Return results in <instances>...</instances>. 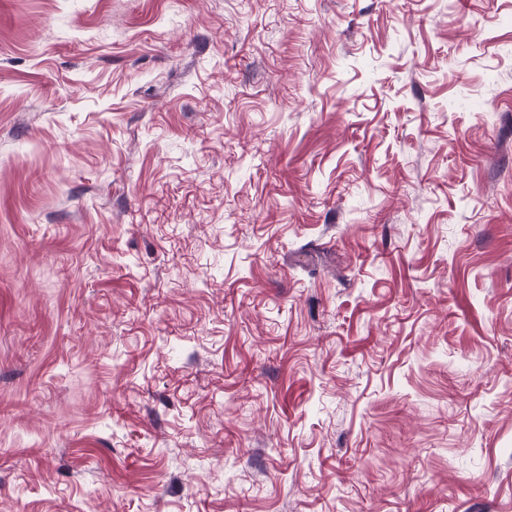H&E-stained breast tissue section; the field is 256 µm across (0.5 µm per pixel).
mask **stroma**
Returning a JSON list of instances; mask_svg holds the SVG:
<instances>
[{
  "label": "stroma",
  "mask_w": 512,
  "mask_h": 512,
  "mask_svg": "<svg viewBox=\"0 0 512 512\" xmlns=\"http://www.w3.org/2000/svg\"><path fill=\"white\" fill-rule=\"evenodd\" d=\"M0 512H512V0H0Z\"/></svg>",
  "instance_id": "obj_1"
}]
</instances>
